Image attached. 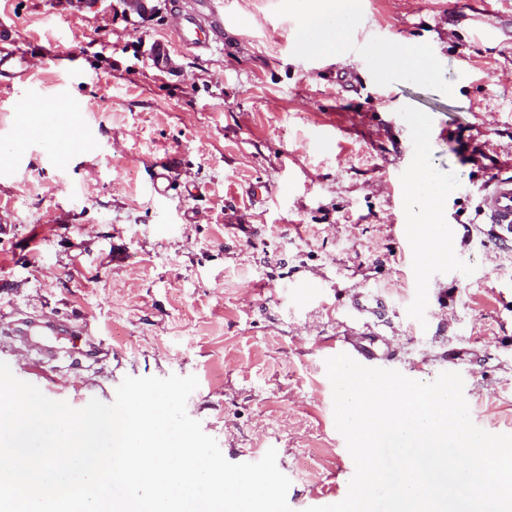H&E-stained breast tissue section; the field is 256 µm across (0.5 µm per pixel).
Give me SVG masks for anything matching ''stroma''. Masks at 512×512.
<instances>
[{"label":"stroma","mask_w":512,"mask_h":512,"mask_svg":"<svg viewBox=\"0 0 512 512\" xmlns=\"http://www.w3.org/2000/svg\"><path fill=\"white\" fill-rule=\"evenodd\" d=\"M53 2L0 0L28 58L26 84L0 79V211L15 223L0 240V308L88 322L115 354L44 363L52 398L80 409L112 403L117 379L196 376L188 415L230 462L276 449L305 512L312 495L348 491L325 361L363 291L388 301L394 370L459 372L473 422L512 434V249L478 212L512 162V39L476 41L470 20L507 21L512 0H356L384 48L439 55L442 81L395 83L359 53L297 42L327 0H288L284 14L231 0L218 48L182 51L171 76L142 54L171 38L176 0L136 24L120 0L92 20ZM463 66L471 78L455 81ZM408 112L432 129L414 151ZM64 128L72 148L49 152ZM418 152L453 228L430 255L401 232ZM166 158L174 182L157 198L152 163ZM257 181L270 188L260 202Z\"/></svg>","instance_id":"35a3bbf8"}]
</instances>
